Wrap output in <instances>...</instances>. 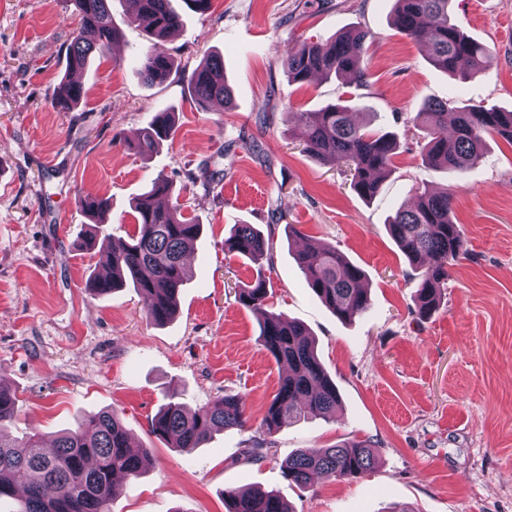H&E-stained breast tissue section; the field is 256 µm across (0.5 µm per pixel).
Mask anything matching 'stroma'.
<instances>
[{
	"label": "stroma",
	"mask_w": 512,
	"mask_h": 512,
	"mask_svg": "<svg viewBox=\"0 0 512 512\" xmlns=\"http://www.w3.org/2000/svg\"><path fill=\"white\" fill-rule=\"evenodd\" d=\"M173 4L184 24L160 49L186 71L223 56L231 107L199 108L176 75L145 82L135 60L151 40L129 25L127 0H112L121 34L78 74L79 107L57 111L51 97L66 73L74 0H0V382L18 399L10 434H40L48 448L58 430L116 410L151 461L118 484L108 512H225V491L252 486L277 492L292 512H512V143L488 139L483 159L462 172L430 167L412 123L424 102L452 95L512 110V0H454L464 31L494 53L489 73L463 83L392 26L393 0H212L203 14ZM350 26L373 35L366 83L289 81V45ZM341 100L374 113L401 144L369 201L354 192L347 164L299 146L295 113ZM161 108L176 112L175 133L140 154L139 133ZM203 167L213 191L187 178ZM159 175L203 226L179 312L161 326L146 320L132 285L107 296L88 290L98 267L80 246L89 219L77 203L87 193L109 198L103 230L123 235L134 199ZM421 187L452 192L468 249L429 317L415 304L419 272L386 229ZM235 224L269 234V308L311 331L341 397L333 417L266 434L262 419L286 369L261 345L258 315L237 299L257 266L225 253ZM309 241L364 271L367 314L340 320L307 288L295 255ZM172 394L188 411L241 397L249 424L201 448L168 447L150 421ZM350 440L379 449L357 478L317 477L302 488L284 476L295 450ZM264 441V458L248 460L246 449Z\"/></svg>",
	"instance_id": "stroma-1"
}]
</instances>
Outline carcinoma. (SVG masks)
I'll return each instance as SVG.
<instances>
[{
  "label": "carcinoma",
  "mask_w": 512,
  "mask_h": 512,
  "mask_svg": "<svg viewBox=\"0 0 512 512\" xmlns=\"http://www.w3.org/2000/svg\"><path fill=\"white\" fill-rule=\"evenodd\" d=\"M110 0H75L79 22L67 48L66 70L87 66L94 52L104 53L118 37L112 21ZM131 22L159 40L183 26L182 15L172 0H130ZM452 0H394L393 25L427 52L439 68L462 82L487 71L493 63L490 47L471 39L457 23ZM372 34L361 28L342 30L321 43L298 42L288 47L285 65L288 79L304 83L318 74L326 78L350 75L360 83L367 72L361 66ZM144 79L163 83L178 72L174 60L153 47L138 58ZM180 73V72H178ZM193 99L203 109L213 101L229 104L232 89L224 78V60L206 57L190 72H181ZM82 88L62 79L52 106L62 112L77 108ZM303 129V150L323 162L341 160L352 166V187L366 199L375 197L391 171L400 142L389 131H371L352 119L351 107L330 104L316 112L295 113ZM415 120L424 129L423 162L464 171L484 158V135L495 133L512 142V112L481 104L455 106V97L421 106ZM175 115L168 110L154 113L143 128L135 149L151 153L169 138ZM172 183L159 176L133 205L135 229L126 236L92 234L85 245L96 249L97 264L111 270L106 278L92 277L90 290L98 296L112 292L126 281L137 288L144 302V315L156 325L170 320L177 311V298L187 281L186 250L201 234L202 225L182 212L179 203L162 206ZM452 193L423 190L415 205L399 209L386 224L388 233L411 265L421 270L416 302L421 316L436 312L443 300L452 267L466 254V241L452 220ZM79 207L98 223L108 212L105 199L85 195ZM230 253L254 263L272 265L269 240L253 224H234L224 240ZM306 283L321 303L342 320L366 314L370 297L363 287L364 273L336 249L310 243L296 255ZM270 280L258 269L253 284L238 292L241 305L261 314L260 340L277 361L288 364V375L267 407L263 427L272 434L305 416L326 417L336 411L340 397L314 350L307 328L267 310ZM17 399L0 385V501L23 491L18 512H106L112 497L113 476L138 477L150 459L146 448H134L115 411H102L63 430L53 448L46 450L30 437L17 440L4 433L16 417ZM247 423L242 399L224 396L192 414L179 403H167L151 420V433L172 448H200L219 430L243 428ZM376 449L365 441H351L328 448H305L282 462L284 476L305 487L312 477L334 480L356 477L369 469ZM226 512H292L278 495L257 489L224 491Z\"/></svg>",
  "instance_id": "carcinoma-1"
}]
</instances>
